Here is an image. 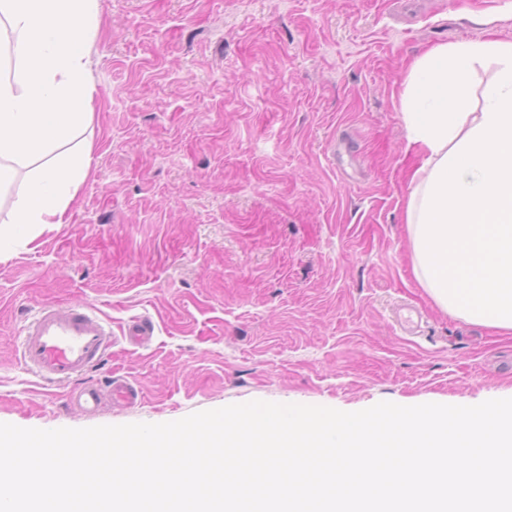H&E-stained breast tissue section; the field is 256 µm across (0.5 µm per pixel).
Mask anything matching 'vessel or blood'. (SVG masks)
Instances as JSON below:
<instances>
[{"label":"vessel or blood","mask_w":512,"mask_h":512,"mask_svg":"<svg viewBox=\"0 0 512 512\" xmlns=\"http://www.w3.org/2000/svg\"><path fill=\"white\" fill-rule=\"evenodd\" d=\"M155 335V324L148 317L131 322L124 332L126 341L144 345ZM113 337L99 310L90 304L67 307L47 305L30 318L21 330L18 357L24 367L49 383H64L95 368L112 348ZM134 404L140 388L124 378H113L109 390L88 383L72 392L71 406L85 413H96L105 399Z\"/></svg>","instance_id":"vessel-or-blood-1"}]
</instances>
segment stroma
Instances as JSON below:
<instances>
[{"label":"stroma","mask_w":512,"mask_h":512,"mask_svg":"<svg viewBox=\"0 0 512 512\" xmlns=\"http://www.w3.org/2000/svg\"><path fill=\"white\" fill-rule=\"evenodd\" d=\"M512 41V0H100L92 172L0 262V423H163L253 400L346 412L512 398V334L441 312L406 230L402 83L434 45ZM97 306L88 415L18 361L41 305ZM413 323H402L408 310ZM152 317L146 347L121 342ZM106 397L113 401L133 405L141 399L140 388L122 377H114L110 385V391L104 392L96 383H87L79 390L72 392L68 401L75 408L85 413H96L103 405Z\"/></svg>","instance_id":"1"}]
</instances>
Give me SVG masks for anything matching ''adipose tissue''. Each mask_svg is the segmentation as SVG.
<instances>
[{"mask_svg":"<svg viewBox=\"0 0 512 512\" xmlns=\"http://www.w3.org/2000/svg\"><path fill=\"white\" fill-rule=\"evenodd\" d=\"M99 0H0L14 66L0 78V189L15 187L16 235L63 224L90 175V152L55 159L88 117L87 66ZM494 73L472 108L478 66ZM410 178L407 234L415 278L450 317L512 333V42L437 45L403 81ZM37 172L18 181L21 165Z\"/></svg>","mask_w":512,"mask_h":512,"instance_id":"1","label":"adipose tissue"}]
</instances>
